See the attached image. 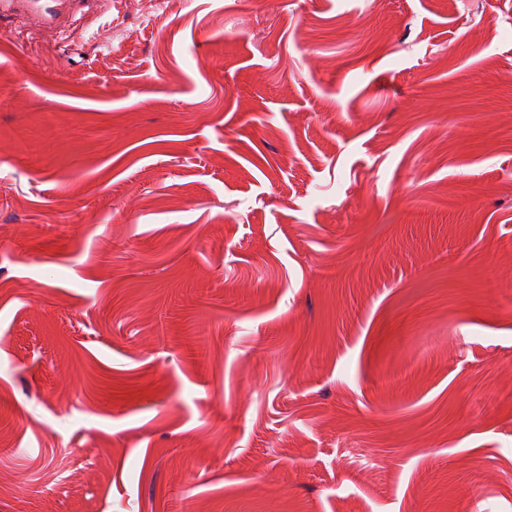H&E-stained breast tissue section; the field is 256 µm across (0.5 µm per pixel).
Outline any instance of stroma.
<instances>
[{"mask_svg": "<svg viewBox=\"0 0 512 512\" xmlns=\"http://www.w3.org/2000/svg\"><path fill=\"white\" fill-rule=\"evenodd\" d=\"M9 26L0 512H512V0Z\"/></svg>", "mask_w": 512, "mask_h": 512, "instance_id": "stroma-1", "label": "stroma"}]
</instances>
